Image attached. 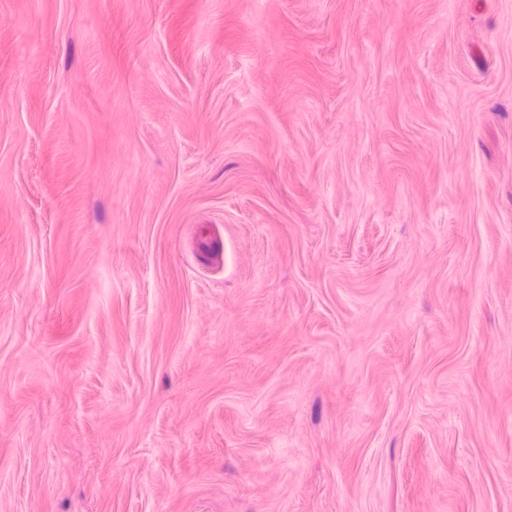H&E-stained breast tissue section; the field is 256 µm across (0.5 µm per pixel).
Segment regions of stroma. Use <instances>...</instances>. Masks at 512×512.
<instances>
[{"label": "stroma", "mask_w": 512, "mask_h": 512, "mask_svg": "<svg viewBox=\"0 0 512 512\" xmlns=\"http://www.w3.org/2000/svg\"><path fill=\"white\" fill-rule=\"evenodd\" d=\"M0 512H512V0H0Z\"/></svg>", "instance_id": "1"}]
</instances>
